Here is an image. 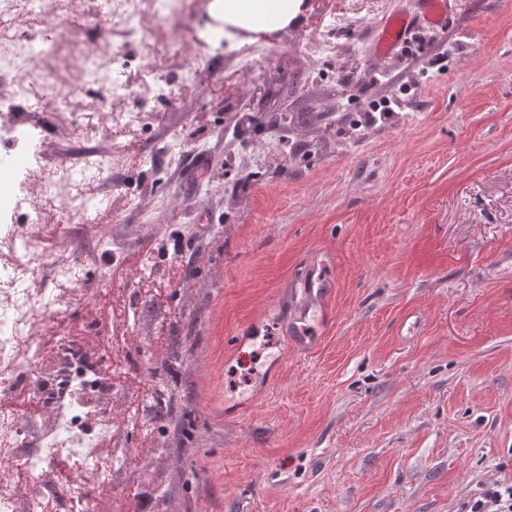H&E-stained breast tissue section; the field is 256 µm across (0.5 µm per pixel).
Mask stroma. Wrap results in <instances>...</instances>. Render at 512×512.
<instances>
[{"label":"stroma","mask_w":512,"mask_h":512,"mask_svg":"<svg viewBox=\"0 0 512 512\" xmlns=\"http://www.w3.org/2000/svg\"><path fill=\"white\" fill-rule=\"evenodd\" d=\"M183 9L179 28L143 0L130 37L110 0L47 9L57 54L40 63L41 94L15 102L43 129L46 166H101L44 203L35 283L54 288L55 264L83 252L79 292L45 305L42 332L126 363L105 406L130 451L115 502L461 512L480 485L512 483V7L448 0L444 27L388 55L380 17L422 15L423 0H383L330 50L314 19L358 14L359 0H300L261 40L212 0ZM87 51L123 72V98L86 79ZM147 67L166 99L114 135L111 111L153 97ZM379 97L400 112L347 124ZM255 324L262 339L237 347ZM245 352L257 373L237 386ZM145 381L174 396L172 416L129 413Z\"/></svg>","instance_id":"obj_1"}]
</instances>
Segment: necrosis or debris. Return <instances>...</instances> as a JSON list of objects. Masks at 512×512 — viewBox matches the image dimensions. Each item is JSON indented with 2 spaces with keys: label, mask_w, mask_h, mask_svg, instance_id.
I'll list each match as a JSON object with an SVG mask.
<instances>
[{
  "label": "necrosis or debris",
  "mask_w": 512,
  "mask_h": 512,
  "mask_svg": "<svg viewBox=\"0 0 512 512\" xmlns=\"http://www.w3.org/2000/svg\"><path fill=\"white\" fill-rule=\"evenodd\" d=\"M41 4L42 0H0V73L10 75L26 94L41 89L37 61L54 54L57 42L16 28L13 18L21 12L37 15ZM0 146L25 158L22 169L0 178V402L24 385L50 414L49 427L39 429L0 410V512H19L22 495L38 506L50 504L52 512H86L88 506L111 497L112 474L127 460L124 452L102 449L112 439L111 417H86L87 396L104 399L112 393L113 383L105 367L77 344L62 349L55 369L38 379L30 376L42 352L40 329L46 315L21 284L43 263L32 230L41 219V205L30 175L42 167L44 153L38 126L13 113L5 98L0 99ZM61 457L81 464L79 477L85 487L79 501L55 495L53 464ZM18 458L26 461L29 471L23 487L4 472Z\"/></svg>",
  "instance_id": "necrosis-or-debris-1"
}]
</instances>
